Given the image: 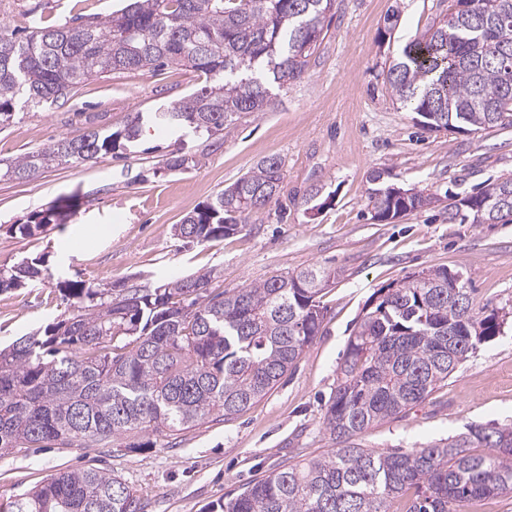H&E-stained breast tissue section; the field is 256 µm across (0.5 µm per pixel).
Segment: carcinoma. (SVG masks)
<instances>
[{
    "label": "carcinoma",
    "mask_w": 512,
    "mask_h": 512,
    "mask_svg": "<svg viewBox=\"0 0 512 512\" xmlns=\"http://www.w3.org/2000/svg\"><path fill=\"white\" fill-rule=\"evenodd\" d=\"M335 0H128L79 25L37 23L25 36L0 25V126L27 108H47L80 82L121 71L185 66L205 84L123 130L88 129L0 166L27 180L53 165L124 156L151 123L215 134L274 105V89L304 78L324 40ZM385 82L395 100L435 131L512 126V0H451L448 12L411 38ZM284 163L259 160L216 199L175 225L187 244L235 233L284 195ZM374 218L394 219L430 203L394 185L369 193ZM72 205L49 208L19 231L64 223ZM450 224L512 223V179L448 204ZM43 274L42 261L0 268V290ZM312 266L232 292L209 288L212 272L157 288H96L64 280L71 316L0 350V456L45 443L84 448L121 436L167 435L209 417L228 421L267 395L318 336L322 283ZM460 271L412 273L380 291L356 323L323 424L336 448L271 471L217 503L220 512H460L465 502L512 491V427L471 425L447 442L373 451L356 438L425 400L476 343L501 330L498 315L450 288ZM471 448L483 452L473 454ZM11 512H142L119 476L63 471L13 501Z\"/></svg>",
    "instance_id": "cac0c4a2"
}]
</instances>
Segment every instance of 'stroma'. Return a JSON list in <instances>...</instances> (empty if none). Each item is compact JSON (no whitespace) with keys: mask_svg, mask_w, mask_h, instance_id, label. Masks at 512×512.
I'll list each match as a JSON object with an SVG mask.
<instances>
[{"mask_svg":"<svg viewBox=\"0 0 512 512\" xmlns=\"http://www.w3.org/2000/svg\"><path fill=\"white\" fill-rule=\"evenodd\" d=\"M125 0H0V16L22 30L35 19L91 20ZM448 0H336L335 15L300 83L275 105L214 135L179 138L148 128L128 159L62 165L26 180L0 178V267L45 257L50 281L0 291V346L67 318L57 281L96 287L153 288L214 271L212 288L232 291L311 265L336 273L323 292L321 330L263 398L231 420L208 418L165 438L151 432L135 447L15 448L0 457V503L43 485L56 473L112 471L133 487L144 512H211L249 481L333 443L322 425L338 368L357 320L380 289L427 267L466 268L476 300L503 321L422 402L378 422L358 438L373 451H406L464 433L467 425H512V224H452L449 195H468L512 178V126L430 131L396 102L383 72L410 36L444 12ZM397 14L389 26L388 14ZM203 83L197 72L110 74L85 80L49 110H25L0 129V160L13 159L83 129H123ZM176 150L195 167L171 172ZM285 162L288 218L276 205L251 214L234 234L184 244L175 224L267 156ZM383 181L433 195L434 204L380 222L368 196L372 171ZM76 204L65 224L33 237L16 232L54 204Z\"/></svg>","mask_w":512,"mask_h":512,"instance_id":"obj_1","label":"stroma"}]
</instances>
